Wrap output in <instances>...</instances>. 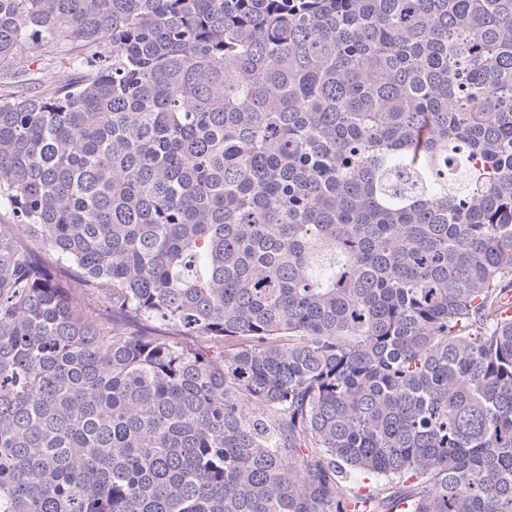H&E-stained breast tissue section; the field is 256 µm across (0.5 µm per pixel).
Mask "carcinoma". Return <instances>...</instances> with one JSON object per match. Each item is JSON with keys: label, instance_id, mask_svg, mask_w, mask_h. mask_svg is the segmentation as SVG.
<instances>
[{"label": "carcinoma", "instance_id": "carcinoma-1", "mask_svg": "<svg viewBox=\"0 0 512 512\" xmlns=\"http://www.w3.org/2000/svg\"><path fill=\"white\" fill-rule=\"evenodd\" d=\"M27 48L81 76L0 97V512H512V0H0Z\"/></svg>", "mask_w": 512, "mask_h": 512}]
</instances>
